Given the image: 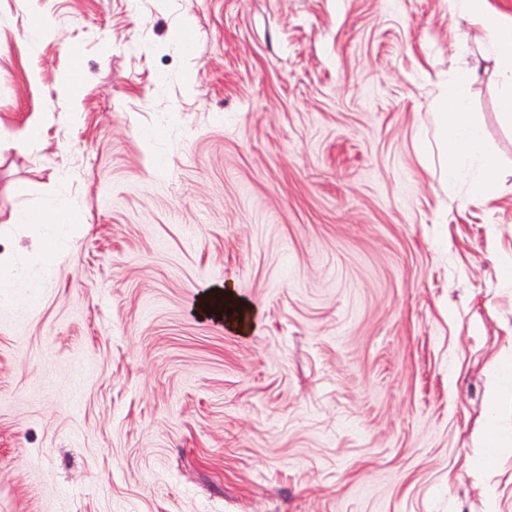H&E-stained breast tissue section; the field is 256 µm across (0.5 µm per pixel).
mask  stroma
Segmentation results:
<instances>
[{"label":"stroma","instance_id":"obj_1","mask_svg":"<svg viewBox=\"0 0 512 512\" xmlns=\"http://www.w3.org/2000/svg\"><path fill=\"white\" fill-rule=\"evenodd\" d=\"M488 50L448 0H0V512H512ZM474 60L487 195L435 139Z\"/></svg>","mask_w":512,"mask_h":512}]
</instances>
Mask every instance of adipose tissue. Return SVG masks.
I'll return each mask as SVG.
<instances>
[{
    "label": "adipose tissue",
    "instance_id": "1",
    "mask_svg": "<svg viewBox=\"0 0 512 512\" xmlns=\"http://www.w3.org/2000/svg\"><path fill=\"white\" fill-rule=\"evenodd\" d=\"M451 10L480 17L489 34L492 56L499 69L506 91L500 99L503 116L512 122V23L499 18L486 8L487 0H449ZM478 66L462 70L457 84L444 88L437 101L440 118L439 148L441 168L447 178H454L462 169L475 168L480 182L494 181L497 163L482 153V131L472 121L469 104L461 85L477 79Z\"/></svg>",
    "mask_w": 512,
    "mask_h": 512
}]
</instances>
